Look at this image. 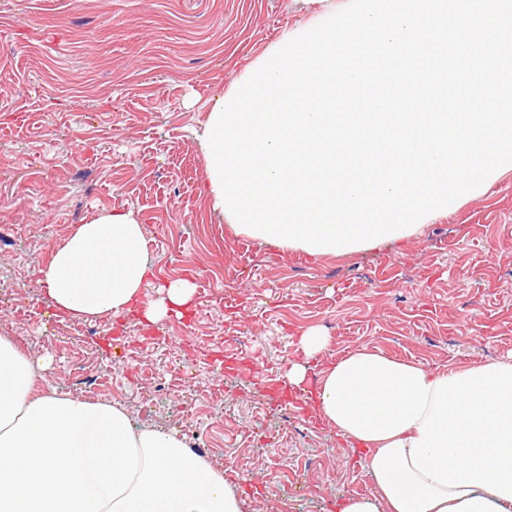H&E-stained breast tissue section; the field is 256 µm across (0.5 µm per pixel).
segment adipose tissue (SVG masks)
Listing matches in <instances>:
<instances>
[{
  "instance_id": "adipose-tissue-1",
  "label": "adipose tissue",
  "mask_w": 512,
  "mask_h": 512,
  "mask_svg": "<svg viewBox=\"0 0 512 512\" xmlns=\"http://www.w3.org/2000/svg\"><path fill=\"white\" fill-rule=\"evenodd\" d=\"M64 316L94 321L139 310L158 324L181 316L195 283L153 275L142 224L112 210L75 225L40 270ZM283 378L299 388L330 345L299 341ZM46 361L0 336V512H241L222 470L178 434L135 428L121 404L48 391ZM321 418L368 453L379 488L341 512H512V354L448 372L378 350H356L322 373Z\"/></svg>"
}]
</instances>
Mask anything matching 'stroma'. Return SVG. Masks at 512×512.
I'll list each match as a JSON object with an SVG mask.
<instances>
[{"label":"stroma","mask_w":512,"mask_h":512,"mask_svg":"<svg viewBox=\"0 0 512 512\" xmlns=\"http://www.w3.org/2000/svg\"><path fill=\"white\" fill-rule=\"evenodd\" d=\"M344 0H0V335L49 360L74 397L121 403L137 427L211 428L201 454L243 512H340L376 486L364 450L310 403L267 389L322 329L319 371L361 347L447 371L512 353V170L401 245L313 257L255 239L213 209L198 138L217 97L249 78L284 29ZM130 210L157 280L194 302L159 325L60 316L39 270L69 228ZM258 368L226 374L212 352ZM194 377V390L179 384Z\"/></svg>","instance_id":"stroma-1"}]
</instances>
